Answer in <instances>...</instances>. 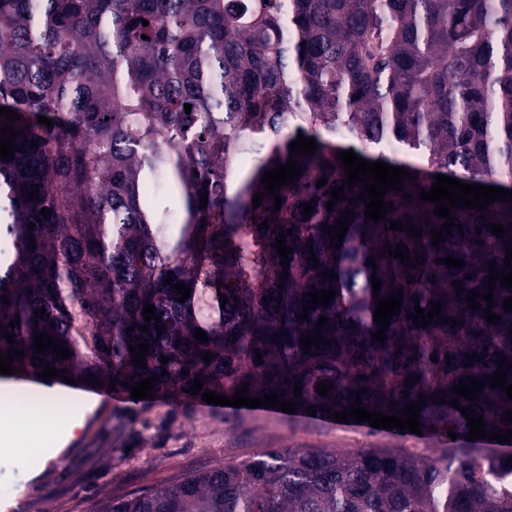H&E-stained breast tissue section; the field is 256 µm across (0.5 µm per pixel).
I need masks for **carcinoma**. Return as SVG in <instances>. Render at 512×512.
Here are the masks:
<instances>
[{
  "label": "carcinoma",
  "mask_w": 512,
  "mask_h": 512,
  "mask_svg": "<svg viewBox=\"0 0 512 512\" xmlns=\"http://www.w3.org/2000/svg\"><path fill=\"white\" fill-rule=\"evenodd\" d=\"M0 107L17 112L12 125L23 129L14 159L0 158V222L13 243L0 257V354L12 344L22 350L12 363L22 376L41 372L30 362L40 330L70 352L44 360L77 382L91 374L119 388L153 375L154 395L175 398L188 396L197 377L202 390L228 398L247 382L250 397L274 391L297 402L296 413L314 405L323 419L351 409L358 395L367 410L391 416L422 400L421 430L451 429L464 442L441 458L265 448L102 501L95 512H512V453L466 440L468 420L448 405L456 398L482 414L489 434L512 430L502 416L512 401L489 384L497 359L512 365V311L503 307L512 290H493L497 325L485 321L486 301L476 311L466 302L472 289L487 292L488 261L504 264L512 233L498 238L482 223L508 228L512 202L455 209L438 249L431 229L444 219L419 202L437 174L512 191V0H0ZM300 134L316 150L299 159L298 180L279 189L280 210L269 195L252 208L261 176L289 161ZM391 143L413 160L366 153ZM344 150L418 173V185L406 180L386 193L393 208L385 221L366 220L364 200L352 201L362 182L326 208L330 188L344 184ZM245 152L259 156L247 175L236 165ZM149 180L179 198L182 223L142 199ZM307 203L314 211L305 219ZM346 209L354 217L336 249L321 228L336 227ZM392 220L411 221L422 237L385 230ZM264 221L269 228L257 229ZM287 229L294 252L284 280L271 244ZM387 242L425 256L406 269L389 259ZM448 255L465 266L438 263ZM373 256L375 270L366 264ZM330 271L338 281L322 276ZM374 276L379 296L403 292L383 343L371 338ZM177 283L191 289L183 303ZM328 288L336 291L328 307L296 317L308 292ZM203 293L217 312L208 320L196 315ZM433 301L439 314L415 327V303L428 312ZM146 303L161 317L160 335L144 320ZM321 316L331 345L308 354L300 339ZM16 319L20 327H10ZM197 328L209 341L194 337ZM144 341L142 369L129 346ZM472 352L481 360L467 367ZM469 376L484 386L475 401L452 391ZM321 384L334 388L322 397ZM362 387L368 392L357 393ZM435 394L447 403H433Z\"/></svg>",
  "instance_id": "obj_1"
}]
</instances>
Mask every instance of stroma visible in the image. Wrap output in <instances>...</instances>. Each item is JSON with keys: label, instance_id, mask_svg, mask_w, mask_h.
<instances>
[{"label": "stroma", "instance_id": "35a3bbf8", "mask_svg": "<svg viewBox=\"0 0 512 512\" xmlns=\"http://www.w3.org/2000/svg\"><path fill=\"white\" fill-rule=\"evenodd\" d=\"M65 402L36 448L0 447V512H93L101 501L165 485L215 459L260 448H405L443 453L447 437L398 434L270 410L202 406L194 400L122 396L89 403L88 392L0 378V395Z\"/></svg>", "mask_w": 512, "mask_h": 512}]
</instances>
